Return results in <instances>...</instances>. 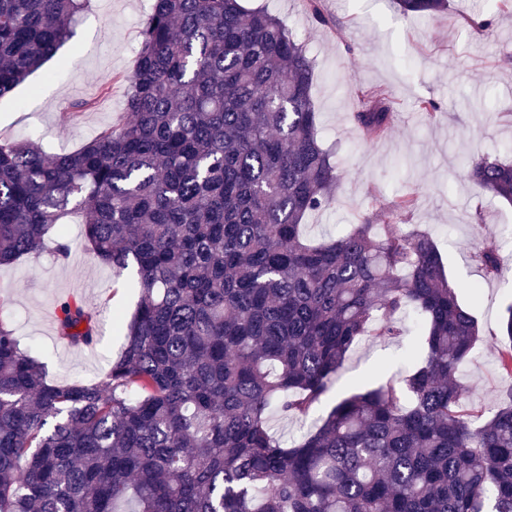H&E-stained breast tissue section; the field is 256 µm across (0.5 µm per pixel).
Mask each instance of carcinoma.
Instances as JSON below:
<instances>
[{"instance_id":"cac0c4a2","label":"carcinoma","mask_w":512,"mask_h":512,"mask_svg":"<svg viewBox=\"0 0 512 512\" xmlns=\"http://www.w3.org/2000/svg\"><path fill=\"white\" fill-rule=\"evenodd\" d=\"M88 2L0 0V97L57 54ZM125 82V118L76 150L0 138V265L79 212L94 255L132 270L139 292L93 383H48L0 321V512H512V390L488 413L463 404L480 329L433 238L369 218L320 243L303 234L341 174L292 31L239 0H153ZM356 95L354 126L387 135L389 93ZM466 177L512 203V163L477 156ZM471 258L501 277L496 243ZM407 314L422 345L402 385L339 401L289 447L270 434L272 412L308 416L354 347L399 336ZM57 329L75 346L96 338L68 299ZM501 333L512 379V303Z\"/></svg>"}]
</instances>
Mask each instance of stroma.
<instances>
[{"mask_svg": "<svg viewBox=\"0 0 512 512\" xmlns=\"http://www.w3.org/2000/svg\"><path fill=\"white\" fill-rule=\"evenodd\" d=\"M241 3L279 17L305 43L313 65L311 97L321 144L343 178L334 203L306 217L308 235L335 237L371 214L387 223L392 201L414 194L417 203L408 223L433 237L453 282L479 286L478 292L461 294L473 307L482 335L461 374L464 401L496 406L512 387L497 368L499 319L512 303V271L500 280L484 279L469 254L494 240L512 267V203L473 188L465 164L488 153L512 160V11H499L494 0H450L445 12L407 17L393 0H322L329 18L323 25L303 0ZM151 5L152 0H90L59 54L0 98V137L32 140L53 154L75 150L117 123L125 113L123 78L135 66ZM464 14L493 18L494 27L487 34L470 30L460 23ZM107 78L112 90L105 96L100 84ZM360 84L392 94L394 121L386 137L365 140L352 122L362 108L354 93ZM422 98L437 103L434 122L420 116ZM82 100L90 101V109L73 112L72 103ZM65 239L68 257L58 256L51 238L39 252L0 266V295L10 301L0 319L43 363L48 380L59 385L103 377L124 344L112 313L132 314L138 301L137 290L119 287L118 273L94 257L78 218H71ZM65 298L96 315L93 349L65 345L52 333L48 313ZM402 325L403 336L356 347L306 418L271 415L272 435L291 443L342 398L401 380L405 351L420 343L413 319L403 318Z\"/></svg>", "mask_w": 512, "mask_h": 512, "instance_id": "stroma-1", "label": "stroma"}]
</instances>
